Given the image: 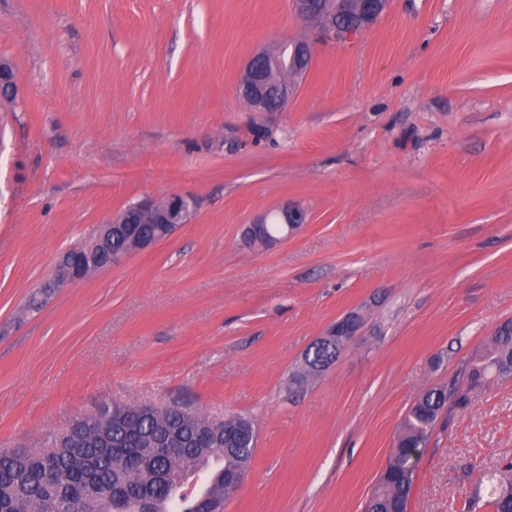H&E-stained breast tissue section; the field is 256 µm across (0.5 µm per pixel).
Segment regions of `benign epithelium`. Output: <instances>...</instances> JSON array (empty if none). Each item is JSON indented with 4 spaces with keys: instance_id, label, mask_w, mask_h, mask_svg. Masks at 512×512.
Wrapping results in <instances>:
<instances>
[{
    "instance_id": "7a95c632",
    "label": "benign epithelium",
    "mask_w": 512,
    "mask_h": 512,
    "mask_svg": "<svg viewBox=\"0 0 512 512\" xmlns=\"http://www.w3.org/2000/svg\"><path fill=\"white\" fill-rule=\"evenodd\" d=\"M390 0H334V6L327 7V0H291L295 15L304 21L317 25V38L326 43H339L360 35L371 28L386 13ZM289 48L290 63L293 65L294 77L305 73L314 56V44L309 40H289L274 50L260 51L249 60L238 86L241 97L247 100L255 112L268 111L267 82L257 70L255 61L259 58L272 62ZM19 78L12 66L0 61V89L7 97L16 96ZM195 209V201L189 196L173 194L164 203L151 196L140 199L132 208H126L107 221V225H127L131 229L134 251L142 252L152 248L161 239L141 230L144 224H170L174 228L189 222ZM277 223L285 228V233L277 238H269L264 232V225L269 223V216L260 215L247 226L246 239H263L274 245L295 234L302 225L308 223V214L300 206L286 204L276 212ZM95 242L98 245L101 267L106 269L121 262L126 255L116 256L108 251L109 236L100 232ZM87 246H79L65 252L57 261V268L64 284L84 280L89 272L83 261ZM362 323L361 316L350 313L336 322L326 337L336 340L339 350H344L356 335Z\"/></svg>"
}]
</instances>
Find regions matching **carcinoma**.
I'll return each instance as SVG.
<instances>
[{"mask_svg": "<svg viewBox=\"0 0 512 512\" xmlns=\"http://www.w3.org/2000/svg\"><path fill=\"white\" fill-rule=\"evenodd\" d=\"M288 56L270 75L271 105L276 84L289 79ZM58 283L48 281L29 296L26 309L39 313ZM336 344L319 340L304 357L300 384L330 366ZM466 387L427 389L406 413L402 429L364 512H408L420 450L427 446L439 419L467 409L470 393L490 380L512 378V326L496 330L489 347L460 369ZM256 447L253 421L232 415L220 422L183 404L99 408L73 420L54 439L48 455L30 448H0V512H166L175 486L192 469L206 466L210 482L187 512L223 506L238 479L247 474ZM512 512V463L490 473L484 490L470 498L467 512Z\"/></svg>", "mask_w": 512, "mask_h": 512, "instance_id": "1", "label": "carcinoma"}]
</instances>
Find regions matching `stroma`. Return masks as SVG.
<instances>
[{"instance_id": "obj_1", "label": "stroma", "mask_w": 512, "mask_h": 512, "mask_svg": "<svg viewBox=\"0 0 512 512\" xmlns=\"http://www.w3.org/2000/svg\"><path fill=\"white\" fill-rule=\"evenodd\" d=\"M313 34L290 0H0L20 78L0 102V446L184 401L254 422L224 512H363L405 414L512 318V0H390L253 112L249 59ZM172 194L188 224L25 314L63 251ZM288 203L298 234L244 244ZM351 312L354 341L293 383ZM510 461L512 380L493 381L437 424L409 512H466Z\"/></svg>"}]
</instances>
